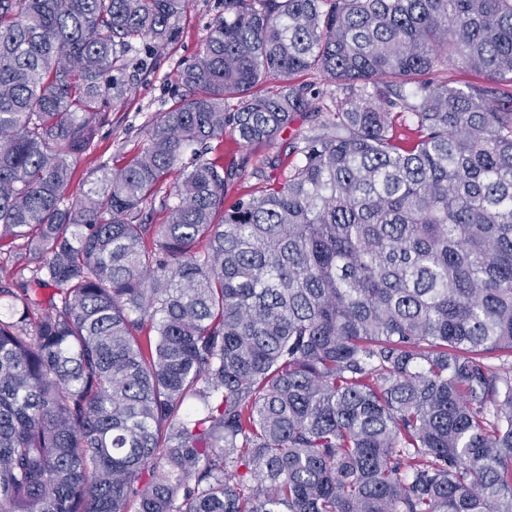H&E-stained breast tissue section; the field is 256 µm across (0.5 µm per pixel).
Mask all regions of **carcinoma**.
Returning <instances> with one entry per match:
<instances>
[{"instance_id":"1","label":"carcinoma","mask_w":512,"mask_h":512,"mask_svg":"<svg viewBox=\"0 0 512 512\" xmlns=\"http://www.w3.org/2000/svg\"><path fill=\"white\" fill-rule=\"evenodd\" d=\"M189 4L0 0V512H512V0H224L68 195ZM224 13V0H190L183 15L178 38L154 51L144 69L131 68V92L125 100L108 108L112 122L99 132L94 149L77 162L76 174L68 193L79 196L89 186L86 177L96 167L101 155L121 167L127 158L147 143L151 123L181 94L177 70L191 61L200 50L213 20ZM151 63V65H150ZM276 150L277 148H271L265 145H255L252 147H248L246 150L241 152L238 151L229 134H226V136H224V158L226 157V159H230L234 152H236L237 157L241 153H243L247 154V156H249L250 158V164L245 173V176L237 180V182H235L234 185L229 187L224 202L225 206H231L236 201L240 194L254 190L257 187L262 186L265 183V177H268L269 174H279L280 171L282 173L285 172V168L293 160L292 157L284 159L283 165L280 166V168L276 171L271 172V168H269L267 161L270 160L275 155ZM255 170H258V176L255 174H251L252 172H255ZM260 170L262 171L263 176H259L261 175Z\"/></svg>"}]
</instances>
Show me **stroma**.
Here are the masks:
<instances>
[{
    "label": "stroma",
    "instance_id": "stroma-1",
    "mask_svg": "<svg viewBox=\"0 0 512 512\" xmlns=\"http://www.w3.org/2000/svg\"><path fill=\"white\" fill-rule=\"evenodd\" d=\"M223 12L224 0H190L177 39L158 48L148 68L131 69L132 89L124 101L111 105L110 124L100 130L95 148L78 160L75 177L68 187L70 195L78 196L86 190V178L100 157L111 158L113 166L119 167L145 146L151 123L166 112L181 92L178 69L196 56L209 26ZM246 154L250 171L229 187L226 204H233L240 194L263 185L275 150L255 145L247 148Z\"/></svg>",
    "mask_w": 512,
    "mask_h": 512
}]
</instances>
